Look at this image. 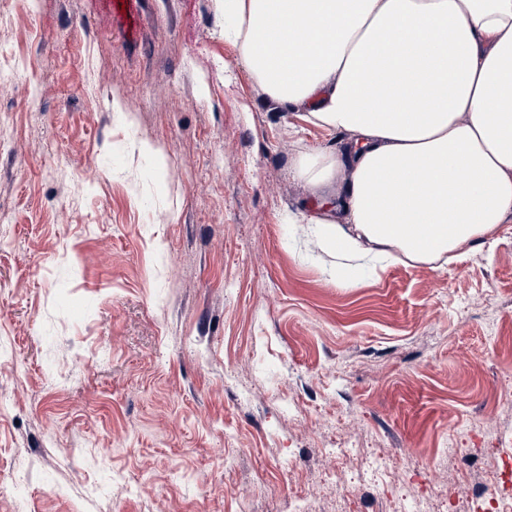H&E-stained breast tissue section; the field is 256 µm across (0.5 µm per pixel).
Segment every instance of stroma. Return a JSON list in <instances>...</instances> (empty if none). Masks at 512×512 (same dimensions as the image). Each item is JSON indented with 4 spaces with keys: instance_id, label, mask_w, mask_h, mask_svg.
<instances>
[{
    "instance_id": "1",
    "label": "stroma",
    "mask_w": 512,
    "mask_h": 512,
    "mask_svg": "<svg viewBox=\"0 0 512 512\" xmlns=\"http://www.w3.org/2000/svg\"><path fill=\"white\" fill-rule=\"evenodd\" d=\"M1 82L0 512H394L467 448L491 479L512 223L338 266L293 163L343 136L268 99L219 0H0Z\"/></svg>"
}]
</instances>
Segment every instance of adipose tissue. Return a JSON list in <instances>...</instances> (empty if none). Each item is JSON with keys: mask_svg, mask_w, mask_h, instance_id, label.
<instances>
[{"mask_svg": "<svg viewBox=\"0 0 512 512\" xmlns=\"http://www.w3.org/2000/svg\"><path fill=\"white\" fill-rule=\"evenodd\" d=\"M222 2L267 96L347 137L294 164L323 249L433 263L512 221V0Z\"/></svg>", "mask_w": 512, "mask_h": 512, "instance_id": "1", "label": "adipose tissue"}]
</instances>
